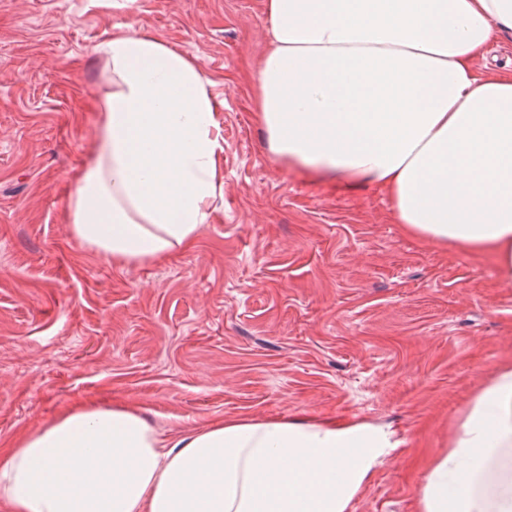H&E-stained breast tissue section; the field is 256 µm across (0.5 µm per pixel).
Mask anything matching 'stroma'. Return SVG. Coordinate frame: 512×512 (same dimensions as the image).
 I'll use <instances>...</instances> for the list:
<instances>
[{
  "instance_id": "1",
  "label": "stroma",
  "mask_w": 512,
  "mask_h": 512,
  "mask_svg": "<svg viewBox=\"0 0 512 512\" xmlns=\"http://www.w3.org/2000/svg\"><path fill=\"white\" fill-rule=\"evenodd\" d=\"M191 57L223 99L224 195L192 247L118 266L75 240L69 197L119 26ZM262 0H0V452L86 405L160 439L236 416L388 428L348 512H418L430 462L512 364V284L491 257L392 222L376 189L285 170L251 69Z\"/></svg>"
}]
</instances>
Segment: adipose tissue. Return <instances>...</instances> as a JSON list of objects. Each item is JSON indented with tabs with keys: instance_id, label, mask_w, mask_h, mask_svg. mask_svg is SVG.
Listing matches in <instances>:
<instances>
[{
	"instance_id": "obj_1",
	"label": "adipose tissue",
	"mask_w": 512,
	"mask_h": 512,
	"mask_svg": "<svg viewBox=\"0 0 512 512\" xmlns=\"http://www.w3.org/2000/svg\"><path fill=\"white\" fill-rule=\"evenodd\" d=\"M254 72L267 150L288 171L374 187L394 223L494 259L512 283V71L479 60L512 0H263ZM110 89L70 197L76 239L114 264L191 245L224 190L223 102L144 30L98 46ZM357 421L232 417L164 445L135 409L86 406L0 454L11 512H347L392 448ZM418 512H512V365L432 460Z\"/></svg>"
}]
</instances>
